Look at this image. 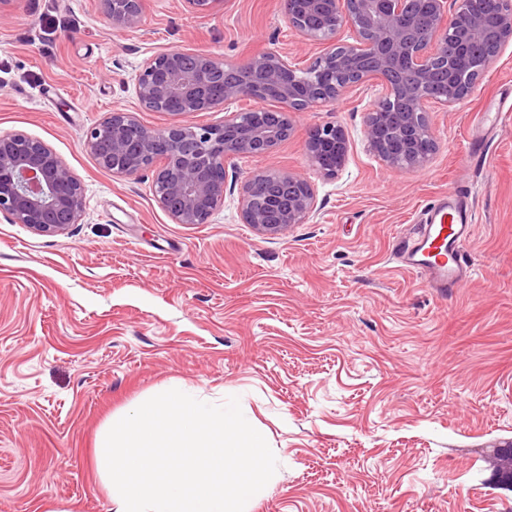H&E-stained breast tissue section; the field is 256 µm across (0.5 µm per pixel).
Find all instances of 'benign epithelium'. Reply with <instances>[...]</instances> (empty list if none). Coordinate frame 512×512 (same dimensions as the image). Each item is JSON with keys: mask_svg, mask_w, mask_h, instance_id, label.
I'll use <instances>...</instances> for the list:
<instances>
[{"mask_svg": "<svg viewBox=\"0 0 512 512\" xmlns=\"http://www.w3.org/2000/svg\"><path fill=\"white\" fill-rule=\"evenodd\" d=\"M113 25L138 26L143 0H99ZM288 23L323 46L302 67L288 56L254 55L228 62L201 52L159 51L142 63L135 94L146 112L189 116L242 99L256 105L225 111L220 125L148 128L114 109L87 133L98 164L119 177L154 173L157 204L176 224H208L224 203L228 160L269 156L288 140L293 115L339 100L350 88L376 81L384 93L364 125L367 149L385 166L426 167L437 143L433 107L463 101L512 43V0H282ZM310 162L335 177L346 165L349 140L340 125L315 126ZM288 182V195L269 187ZM242 223L277 236L316 213L314 187L278 168L252 172L240 196ZM83 187L46 143L0 134V214L41 235L76 223Z\"/></svg>", "mask_w": 512, "mask_h": 512, "instance_id": "1", "label": "benign epithelium"}]
</instances>
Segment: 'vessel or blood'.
<instances>
[{"instance_id": "vessel-or-blood-1", "label": "vessel or blood", "mask_w": 512, "mask_h": 512, "mask_svg": "<svg viewBox=\"0 0 512 512\" xmlns=\"http://www.w3.org/2000/svg\"><path fill=\"white\" fill-rule=\"evenodd\" d=\"M475 228V213L467 197L457 192L442 196L427 206L413 246L397 250L396 258L401 265L419 270L427 287L451 292L471 274L462 248Z\"/></svg>"}]
</instances>
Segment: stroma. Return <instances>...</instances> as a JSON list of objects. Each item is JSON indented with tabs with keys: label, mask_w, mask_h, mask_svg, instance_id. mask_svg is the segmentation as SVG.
I'll return each mask as SVG.
<instances>
[{
	"label": "stroma",
	"mask_w": 512,
	"mask_h": 512,
	"mask_svg": "<svg viewBox=\"0 0 512 512\" xmlns=\"http://www.w3.org/2000/svg\"><path fill=\"white\" fill-rule=\"evenodd\" d=\"M164 49L240 62L316 53L281 0H144L136 29L99 0L0 6V133L49 145L78 176L81 216L38 235L0 215V512H110L95 467L98 430L169 384L235 396L264 430L277 478L252 512H512L483 461L512 441V45L466 100L429 113L427 167L383 166L364 144L380 88L365 84L296 113L269 166L316 191L317 211L274 238L240 220L228 193L207 224H177L153 173L99 167L86 133L116 108L147 127L143 61ZM501 108L477 151L480 113ZM347 131L345 169L308 160L310 130ZM470 193L474 272L442 296L390 253L424 208Z\"/></svg>",
	"instance_id": "stroma-1"
}]
</instances>
